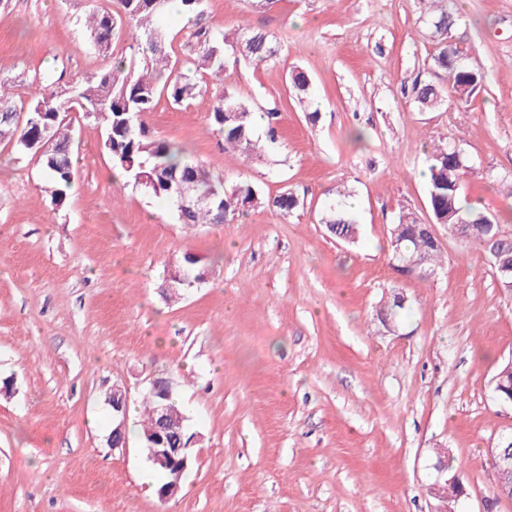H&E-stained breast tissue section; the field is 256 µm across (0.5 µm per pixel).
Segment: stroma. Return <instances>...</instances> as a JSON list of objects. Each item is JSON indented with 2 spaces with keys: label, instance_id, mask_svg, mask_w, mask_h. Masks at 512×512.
<instances>
[{
  "label": "stroma",
  "instance_id": "1",
  "mask_svg": "<svg viewBox=\"0 0 512 512\" xmlns=\"http://www.w3.org/2000/svg\"><path fill=\"white\" fill-rule=\"evenodd\" d=\"M101 0H5L0 80L18 98L33 75L75 84L107 61L84 22ZM451 40L485 75L470 101L421 111L416 79L433 67L426 0H205V22L232 38L274 36L276 67L228 63L224 84L256 107L278 103L281 138L244 163L209 122L215 87L148 115L160 138L231 187L241 181L299 208L224 224L178 223L167 202L115 181L103 128L67 116L77 157L73 190L55 206L39 155L0 143V512H433L424 493L432 450L450 449L468 512H512L495 500L488 453L512 434V408L492 399L512 360V294L484 245L436 223L426 157L453 142L474 161L463 193L512 238V0H448ZM312 79L300 103L284 75ZM318 122H310V109ZM347 187L357 243L318 218ZM431 225L442 262L401 272L388 247L400 211ZM193 253L206 280L177 301L161 285ZM406 298L394 327L378 316ZM155 377L178 383L193 436L178 495L159 504L140 452L111 448L113 384L131 406Z\"/></svg>",
  "mask_w": 512,
  "mask_h": 512
}]
</instances>
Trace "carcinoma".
<instances>
[{"label":"carcinoma","instance_id":"obj_1","mask_svg":"<svg viewBox=\"0 0 512 512\" xmlns=\"http://www.w3.org/2000/svg\"><path fill=\"white\" fill-rule=\"evenodd\" d=\"M170 0L156 6L154 0H117L119 10L95 7L86 21V31L96 51L108 60L102 70L72 86L77 100L60 91L44 93L30 102L14 96L0 81V141L14 144L22 154L38 153L42 158L45 175V192L51 203L61 206L73 187L74 154L73 131L63 122L62 115L77 108V112L90 113L89 120L104 127L103 149L112 161V168L125 180L137 181L141 174L148 175L149 183L141 185L148 194L175 205L176 185L169 183L173 173L188 172L198 191L211 197L209 206L193 207L177 213L182 224H213L215 208H224L226 219L231 221L249 208L272 207L286 217L299 207L297 197L284 191L274 197L264 195L255 185L240 182L231 189L213 180L206 168L187 160L185 150L170 141L158 138L148 124L130 129L124 126L125 113L141 112L149 115L160 98L181 106L201 95L199 76L224 80L228 59L244 60L259 65H274L280 54L273 37L262 30L244 29L234 40L228 41L224 31L200 24L204 13V0H181L182 9L194 19V30L182 45L179 65L172 64L168 33L158 25ZM126 25L132 34L130 49L143 56L142 70L136 69L135 57L116 56L112 51V36L119 25ZM456 19L448 11L447 0H430L429 26L436 38L432 56L434 66L448 73V85L439 88L430 82L415 87L417 102L422 108L435 110L448 98L463 100L471 97L480 87L483 76L470 65H460L464 53L446 42L448 31ZM292 88L305 99L310 79L304 72L293 69L288 74ZM24 120H19V115ZM280 109L273 103L260 109L251 101L224 89L211 99L210 123L224 140V149L240 153L250 162L261 156L263 150L280 139ZM51 140V146L38 152L32 145L40 135ZM471 158L455 145L437 147L427 157V203L436 223L450 226L462 218L469 221L466 227L474 239L491 237L498 233L499 225L485 224L488 215L477 205L461 199V189L466 175L472 169ZM453 198L455 214L448 216V198ZM319 223L328 232L347 243L356 242L358 225L355 214L337 202L320 214ZM416 216L410 210L402 211L390 228V240L399 242L406 256L420 257L426 266L437 267L441 249L433 239L411 229ZM157 397L149 393L143 397L146 423L140 443L147 456L154 454L148 441L155 434Z\"/></svg>","mask_w":512,"mask_h":512}]
</instances>
